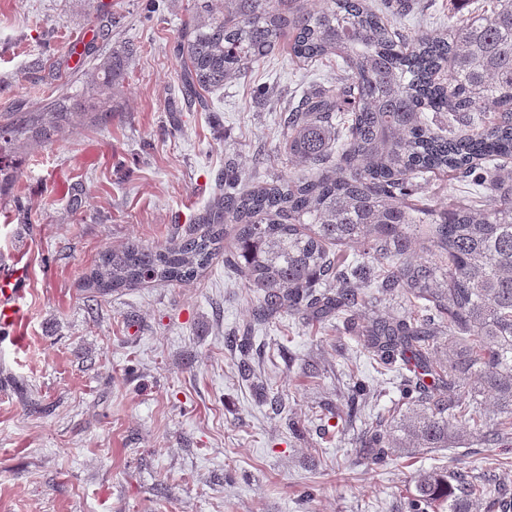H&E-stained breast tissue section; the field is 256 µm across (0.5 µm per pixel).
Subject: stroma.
<instances>
[{"mask_svg":"<svg viewBox=\"0 0 512 512\" xmlns=\"http://www.w3.org/2000/svg\"><path fill=\"white\" fill-rule=\"evenodd\" d=\"M416 2L392 21L411 37L455 30L474 9ZM192 5L0 0V112L65 86L95 100L89 73L124 60L111 121L64 125L0 192V256L26 268L19 318L0 337V512H405L420 471L465 454L512 493V442L470 436L362 462L365 423H398L406 408L403 376L335 321L256 323L257 297L223 256L179 285L85 288L106 250L203 232L224 170L246 187L296 172L282 112L341 75L283 47L210 92L208 109L183 103L172 45ZM418 197L440 208L470 188L438 172ZM234 335L250 338L267 395L242 376ZM360 383L361 414L339 425Z\"/></svg>","mask_w":512,"mask_h":512,"instance_id":"stroma-1","label":"stroma"}]
</instances>
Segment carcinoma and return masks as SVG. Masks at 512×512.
<instances>
[{
    "instance_id": "1",
    "label": "carcinoma",
    "mask_w": 512,
    "mask_h": 512,
    "mask_svg": "<svg viewBox=\"0 0 512 512\" xmlns=\"http://www.w3.org/2000/svg\"><path fill=\"white\" fill-rule=\"evenodd\" d=\"M280 3L195 0L175 51L186 95L202 103L282 40L303 61L341 58L336 89L304 95L284 113L288 155L306 171L252 189L226 172L205 233L107 251L86 288L104 296L143 282L190 281L224 248V225L233 224L230 259L257 294L259 322L288 311L350 323L366 284L422 309L355 326L374 360L386 369L402 362L408 387L420 391L400 424L402 444L446 448L477 433L496 445L512 436V186L497 174L499 161L512 157V0H490L450 36L416 38L384 16L412 11L413 0H326L314 12ZM120 66V57H107L90 79L110 96ZM429 110L454 113L457 133L433 130ZM74 118L102 125L112 113L63 112L55 99L37 112H0V190L18 171L17 144H48ZM332 141L340 143L334 159ZM435 170L493 192L492 201L409 203L418 180ZM423 227L434 260L411 261L409 245ZM355 244L367 261L339 266L330 258L331 247ZM331 281L336 288L319 290ZM445 332L467 344L440 357L434 341ZM467 385L493 399V415L458 393ZM390 438L384 417L368 424L364 460L384 463L394 452ZM501 496L499 483L459 461L451 471L419 473L407 509L472 512L479 500L495 508Z\"/></svg>"
}]
</instances>
